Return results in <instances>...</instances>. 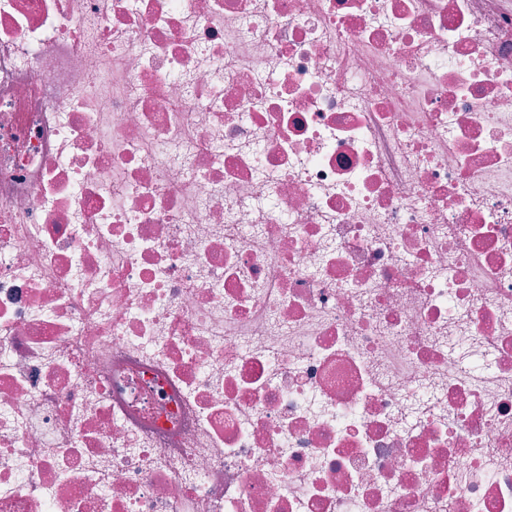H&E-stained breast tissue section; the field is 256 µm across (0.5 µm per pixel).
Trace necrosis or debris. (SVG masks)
Listing matches in <instances>:
<instances>
[{
    "label": "necrosis or debris",
    "mask_w": 512,
    "mask_h": 512,
    "mask_svg": "<svg viewBox=\"0 0 512 512\" xmlns=\"http://www.w3.org/2000/svg\"><path fill=\"white\" fill-rule=\"evenodd\" d=\"M0 512H512V0H0Z\"/></svg>",
    "instance_id": "1"
}]
</instances>
